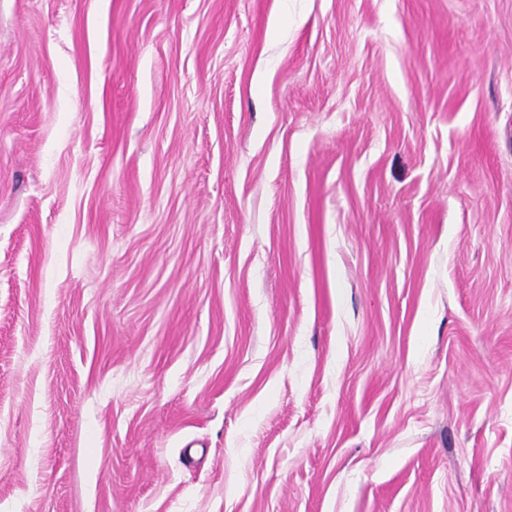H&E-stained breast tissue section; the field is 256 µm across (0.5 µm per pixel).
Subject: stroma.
<instances>
[{
  "mask_svg": "<svg viewBox=\"0 0 512 512\" xmlns=\"http://www.w3.org/2000/svg\"><path fill=\"white\" fill-rule=\"evenodd\" d=\"M0 512H512V0H0Z\"/></svg>",
  "mask_w": 512,
  "mask_h": 512,
  "instance_id": "1",
  "label": "stroma"
}]
</instances>
